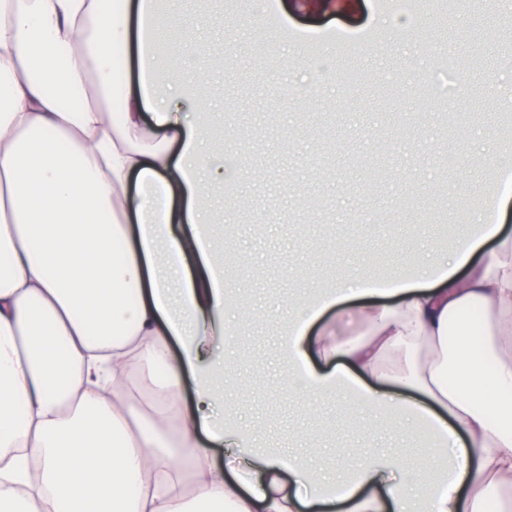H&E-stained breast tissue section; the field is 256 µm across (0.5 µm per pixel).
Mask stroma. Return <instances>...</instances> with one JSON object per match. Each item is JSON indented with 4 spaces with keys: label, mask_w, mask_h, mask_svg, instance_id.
I'll return each instance as SVG.
<instances>
[{
    "label": "stroma",
    "mask_w": 512,
    "mask_h": 512,
    "mask_svg": "<svg viewBox=\"0 0 512 512\" xmlns=\"http://www.w3.org/2000/svg\"><path fill=\"white\" fill-rule=\"evenodd\" d=\"M158 6L172 84L209 76L205 149L238 156L205 202L234 247L225 288L240 301L227 316L224 398L236 423L330 476L367 457L418 463L431 452L420 425L285 384L281 311L353 273L375 282L437 266L466 237L459 194L489 195L495 172L512 168L496 123L512 110V0H439L411 17L384 0H276L309 45L269 25L265 0ZM376 28L384 39L364 42ZM348 65L362 80L346 79ZM354 413L362 425H346Z\"/></svg>",
    "instance_id": "stroma-1"
}]
</instances>
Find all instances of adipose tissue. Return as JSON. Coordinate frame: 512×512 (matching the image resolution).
<instances>
[{"instance_id":"1","label":"adipose tissue","mask_w":512,"mask_h":512,"mask_svg":"<svg viewBox=\"0 0 512 512\" xmlns=\"http://www.w3.org/2000/svg\"><path fill=\"white\" fill-rule=\"evenodd\" d=\"M154 12L0 0V512H486L512 484V238L496 213L447 266L402 277L395 303L351 276L284 315L290 385L423 423L440 464L368 457L333 478L247 447L222 415L230 301L202 206L221 184L187 115L207 78L168 89ZM350 296L368 333L342 342L319 319ZM154 383L143 405L135 388Z\"/></svg>"}]
</instances>
